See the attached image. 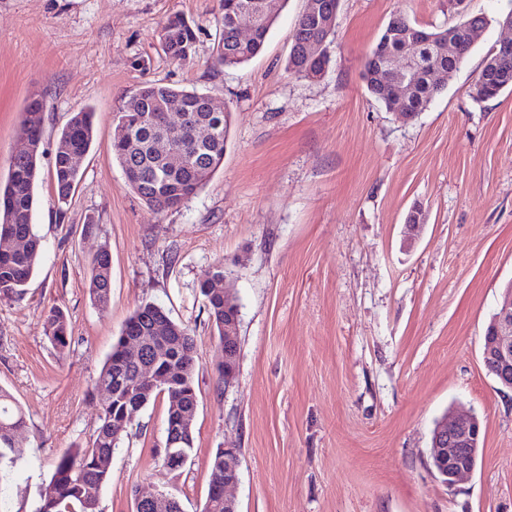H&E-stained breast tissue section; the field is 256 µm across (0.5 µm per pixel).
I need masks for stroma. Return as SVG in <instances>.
Here are the masks:
<instances>
[{
  "mask_svg": "<svg viewBox=\"0 0 512 512\" xmlns=\"http://www.w3.org/2000/svg\"><path fill=\"white\" fill-rule=\"evenodd\" d=\"M305 5L280 0L261 52L227 68L215 53L221 0H0V179L22 147L27 98L45 100L33 216L42 254L23 293L0 294V387L27 420L24 456L0 481V512H33L55 461L86 444L104 401L91 383L145 302L195 338L194 448L182 469L164 466L158 396L112 456L102 512H132L137 490L201 512L219 448L239 451V512H512V391L482 361L485 328L512 282V90L472 97L485 56L507 36L498 20L512 0H340L318 80L286 69ZM397 12L430 29L491 20L412 120L385 109L363 79L366 54ZM175 13L196 33L183 64L159 44ZM147 82L207 93L231 113L223 166L164 214L131 191L112 156L115 110ZM84 107L97 137L61 205L57 136ZM417 204L425 222L408 246ZM104 245L112 291L100 307L87 282ZM219 263L241 315L228 387L198 289ZM53 306L73 327L63 358L43 327ZM454 405L480 418L483 452L450 487L430 442Z\"/></svg>",
  "mask_w": 512,
  "mask_h": 512,
  "instance_id": "1",
  "label": "stroma"
}]
</instances>
